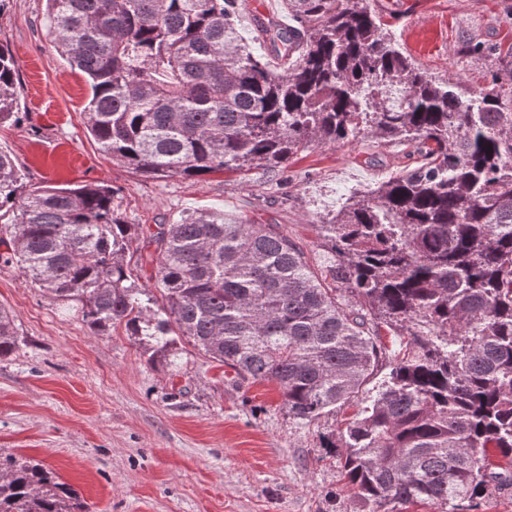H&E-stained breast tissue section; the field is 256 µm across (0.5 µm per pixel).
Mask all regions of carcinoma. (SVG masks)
<instances>
[{"label":"carcinoma","instance_id":"carcinoma-1","mask_svg":"<svg viewBox=\"0 0 512 512\" xmlns=\"http://www.w3.org/2000/svg\"><path fill=\"white\" fill-rule=\"evenodd\" d=\"M57 49L90 88L87 129L146 178L262 169L311 146L397 141L416 159L319 220L318 273L276 224L197 211L140 238L107 183L26 189L0 150V267L89 331L122 326L151 366L188 344L241 380L280 387L311 423L380 389L341 435L365 512H445L512 483V68L472 88L418 67L374 0H284L298 25L258 21L270 69L238 33L245 0H47ZM18 63L0 44V124L17 122ZM142 240L144 254L131 244ZM153 273L141 283L144 265ZM18 344L0 306V357ZM496 459H491L489 449ZM78 491L0 458V512H80Z\"/></svg>","mask_w":512,"mask_h":512}]
</instances>
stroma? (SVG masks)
<instances>
[{
	"mask_svg": "<svg viewBox=\"0 0 512 512\" xmlns=\"http://www.w3.org/2000/svg\"><path fill=\"white\" fill-rule=\"evenodd\" d=\"M396 43L436 77L459 74L490 86L512 44V0H376ZM46 0H9L0 44L19 62L20 120L0 126V150L27 188L104 182L119 188L129 223L144 230L195 210L227 221L278 225L316 263L329 258L315 223L351 196L400 174L403 146L358 141L312 147L276 183L269 173L150 179L120 167L87 131L90 89L58 53L45 23ZM293 23L282 0H246L238 29L254 42L257 22ZM481 43L482 56L463 55ZM0 306L17 317L19 343L0 358V457L29 459L77 489L85 512H361L340 459L320 434L342 430L381 385L397 337L358 402L319 422L289 417L271 382L232 381L231 369L185 348L177 367H151L123 329L96 336L19 276L0 268Z\"/></svg>",
	"mask_w": 512,
	"mask_h": 512,
	"instance_id": "1",
	"label": "stroma"
}]
</instances>
